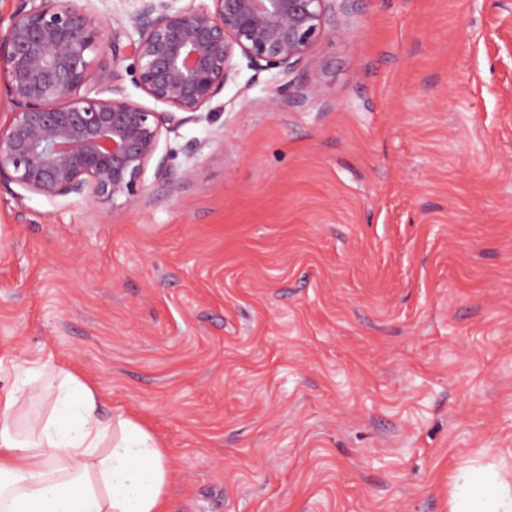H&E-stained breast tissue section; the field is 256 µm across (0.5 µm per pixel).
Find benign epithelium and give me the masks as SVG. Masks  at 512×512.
Here are the masks:
<instances>
[{
  "mask_svg": "<svg viewBox=\"0 0 512 512\" xmlns=\"http://www.w3.org/2000/svg\"><path fill=\"white\" fill-rule=\"evenodd\" d=\"M104 34L77 0H20L0 30V99L12 107L0 125V185L50 199L79 196L102 207L140 206L144 175L169 180L158 157L162 131L197 118L237 75L244 57L259 74L299 68L322 74L316 44L330 35L336 0H131ZM112 62L131 61L133 82L165 109L147 108L95 67L101 42Z\"/></svg>",
  "mask_w": 512,
  "mask_h": 512,
  "instance_id": "benign-epithelium-1",
  "label": "benign epithelium"
}]
</instances>
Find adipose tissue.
Wrapping results in <instances>:
<instances>
[{"mask_svg": "<svg viewBox=\"0 0 512 512\" xmlns=\"http://www.w3.org/2000/svg\"><path fill=\"white\" fill-rule=\"evenodd\" d=\"M61 366L0 389V512H167L157 438Z\"/></svg>", "mask_w": 512, "mask_h": 512, "instance_id": "1", "label": "adipose tissue"}]
</instances>
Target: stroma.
<instances>
[{
	"label": "stroma",
	"instance_id": "1",
	"mask_svg": "<svg viewBox=\"0 0 512 512\" xmlns=\"http://www.w3.org/2000/svg\"><path fill=\"white\" fill-rule=\"evenodd\" d=\"M331 21L322 99L237 58L140 207L0 186V388L76 372L160 440L169 512H451L469 468L512 484V0Z\"/></svg>",
	"mask_w": 512,
	"mask_h": 512
}]
</instances>
